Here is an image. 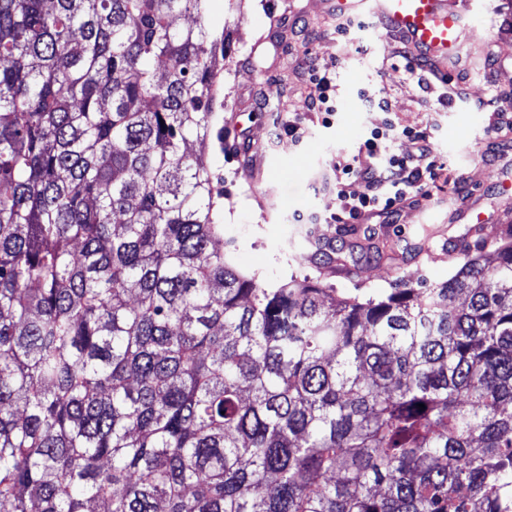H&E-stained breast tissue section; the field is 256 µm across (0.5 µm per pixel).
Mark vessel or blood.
Listing matches in <instances>:
<instances>
[{
  "instance_id": "1",
  "label": "vessel or blood",
  "mask_w": 512,
  "mask_h": 512,
  "mask_svg": "<svg viewBox=\"0 0 512 512\" xmlns=\"http://www.w3.org/2000/svg\"><path fill=\"white\" fill-rule=\"evenodd\" d=\"M324 6L335 14L374 15L438 64L452 60L459 50L469 15L459 0H324Z\"/></svg>"
}]
</instances>
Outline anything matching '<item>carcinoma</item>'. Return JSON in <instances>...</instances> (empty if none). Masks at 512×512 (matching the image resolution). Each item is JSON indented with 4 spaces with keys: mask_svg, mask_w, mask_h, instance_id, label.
I'll use <instances>...</instances> for the list:
<instances>
[{
    "mask_svg": "<svg viewBox=\"0 0 512 512\" xmlns=\"http://www.w3.org/2000/svg\"><path fill=\"white\" fill-rule=\"evenodd\" d=\"M209 2L0 0V506L512 512V233L364 301L239 273Z\"/></svg>",
    "mask_w": 512,
    "mask_h": 512,
    "instance_id": "carcinoma-1",
    "label": "carcinoma"
}]
</instances>
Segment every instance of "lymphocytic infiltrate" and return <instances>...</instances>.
I'll return each instance as SVG.
<instances>
[{
    "instance_id": "f902f5d3",
    "label": "lymphocytic infiltrate",
    "mask_w": 512,
    "mask_h": 512,
    "mask_svg": "<svg viewBox=\"0 0 512 512\" xmlns=\"http://www.w3.org/2000/svg\"><path fill=\"white\" fill-rule=\"evenodd\" d=\"M306 69L316 88L308 109L321 114L324 124H332L337 112L336 66L311 59ZM398 139L409 141L410 151L391 152V142ZM332 167L335 178L331 188L338 204L332 219L337 224H355L375 214L391 217L405 202L428 199L429 186L439 169L430 133L400 129L391 121L367 132L356 154L337 155Z\"/></svg>"
}]
</instances>
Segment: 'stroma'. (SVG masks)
Listing matches in <instances>:
<instances>
[{"label": "stroma", "instance_id": "35a3bbf8", "mask_svg": "<svg viewBox=\"0 0 512 512\" xmlns=\"http://www.w3.org/2000/svg\"><path fill=\"white\" fill-rule=\"evenodd\" d=\"M210 12L232 32L219 125L251 147L243 163L218 139L206 145L224 193V250L241 273L268 282L309 274L337 295L375 298L401 281L448 280L460 264L448 244L454 238L473 244V227H482L486 243L512 228V148L500 146L491 162L480 151L491 142L481 99L492 84L512 92V0H491L474 10L465 32L468 80H457L450 69L446 82L426 92L395 69L401 44L374 19L346 41L322 0H211ZM490 51L497 65L488 77L483 62ZM308 57L336 62L340 98L375 86L389 112L360 106L323 125L319 115L304 110L315 91L302 67ZM444 96L452 97V105H441ZM300 112L303 141L280 139L284 119ZM389 119L433 132L443 168L429 198L402 205L391 223L382 216L362 224L329 223L337 207L326 188L333 157L340 150L357 152L362 135Z\"/></svg>", "mask_w": 512, "mask_h": 512}]
</instances>
